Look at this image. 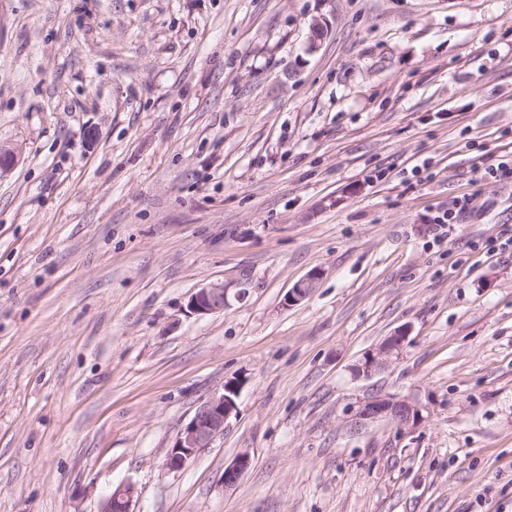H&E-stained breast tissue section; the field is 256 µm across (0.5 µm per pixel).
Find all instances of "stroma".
Instances as JSON below:
<instances>
[{"label":"stroma","mask_w":512,"mask_h":512,"mask_svg":"<svg viewBox=\"0 0 512 512\" xmlns=\"http://www.w3.org/2000/svg\"><path fill=\"white\" fill-rule=\"evenodd\" d=\"M0 145V512H512V0H0ZM225 306L224 287L213 284L193 292L187 302L190 314L210 315L223 312ZM406 331L400 329L385 338L378 347L367 352L363 359L355 365L353 371L356 377L369 379L380 372L387 363L397 356L405 342ZM240 383L229 380L222 392L214 393L203 401L192 419L177 433L173 445L166 453V466L171 471L184 468L204 448L224 433V425L235 410V400L228 394L238 395ZM422 418V411L418 405L392 395L376 393L359 404L356 412L348 421V426L351 432L358 433L382 421L399 426H414ZM134 494L132 484H122L113 488L103 499L99 512H136L133 508Z\"/></svg>","instance_id":"obj_1"}]
</instances>
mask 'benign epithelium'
<instances>
[{
  "label": "benign epithelium",
  "mask_w": 512,
  "mask_h": 512,
  "mask_svg": "<svg viewBox=\"0 0 512 512\" xmlns=\"http://www.w3.org/2000/svg\"><path fill=\"white\" fill-rule=\"evenodd\" d=\"M316 275H311L288 291L285 301L295 305L305 299L314 285ZM224 285L213 284L193 292L187 302L188 312L195 315H210L224 311ZM406 339V331L400 329L385 338L378 347L367 352L354 367L358 378L369 379L380 372L387 363L399 354ZM240 383L229 380L223 390L203 401L192 419L177 433L173 445L166 453V466L171 471L184 468L203 449L210 447L215 439L224 434V425L235 410V400ZM422 419L421 408L407 400L392 395L376 393L363 400L348 421L349 430L359 433L369 426L386 421L399 426H414ZM250 455L243 451L224 467V486L233 487L250 466ZM135 489L131 484H122L112 489L103 499L99 512H135Z\"/></svg>",
  "instance_id": "7a95c632"
}]
</instances>
